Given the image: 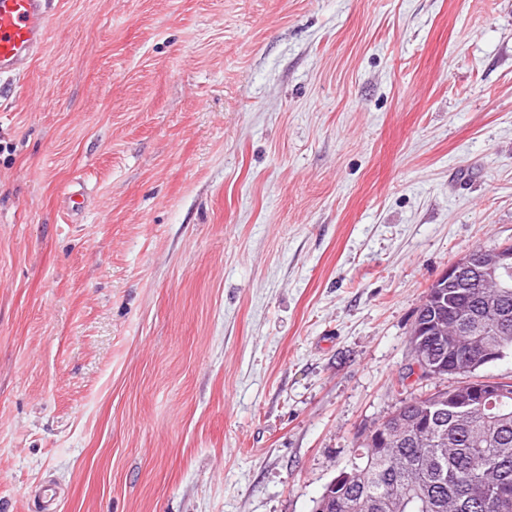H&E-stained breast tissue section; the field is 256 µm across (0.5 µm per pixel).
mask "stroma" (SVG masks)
Returning a JSON list of instances; mask_svg holds the SVG:
<instances>
[{"label": "stroma", "instance_id": "obj_1", "mask_svg": "<svg viewBox=\"0 0 512 512\" xmlns=\"http://www.w3.org/2000/svg\"><path fill=\"white\" fill-rule=\"evenodd\" d=\"M505 242L512 0H53L0 80V512H313Z\"/></svg>", "mask_w": 512, "mask_h": 512}]
</instances>
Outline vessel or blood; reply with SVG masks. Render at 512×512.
I'll use <instances>...</instances> for the list:
<instances>
[{
	"instance_id": "b4317fda",
	"label": "vessel or blood",
	"mask_w": 512,
	"mask_h": 512,
	"mask_svg": "<svg viewBox=\"0 0 512 512\" xmlns=\"http://www.w3.org/2000/svg\"><path fill=\"white\" fill-rule=\"evenodd\" d=\"M50 0H0V78L23 75L47 41Z\"/></svg>"
}]
</instances>
